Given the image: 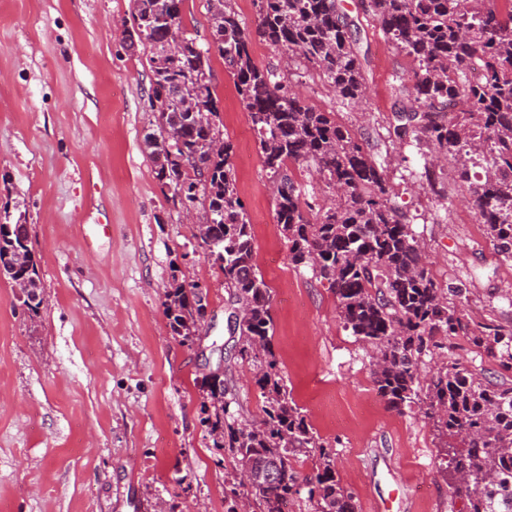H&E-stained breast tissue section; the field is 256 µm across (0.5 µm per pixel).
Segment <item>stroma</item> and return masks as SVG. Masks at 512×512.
I'll use <instances>...</instances> for the list:
<instances>
[{"instance_id": "stroma-1", "label": "stroma", "mask_w": 512, "mask_h": 512, "mask_svg": "<svg viewBox=\"0 0 512 512\" xmlns=\"http://www.w3.org/2000/svg\"><path fill=\"white\" fill-rule=\"evenodd\" d=\"M134 0H0V210L31 228L46 302L24 313L0 278V512H224L237 464L200 423L206 374L222 370L235 420H256L257 368L229 328L224 274L180 206L167 202L148 158L157 125L142 44H130ZM344 7L360 30L368 100L337 103L308 65L292 89L384 158L428 268L449 305L473 325L512 333V261L477 222L472 195L425 143L387 146L399 76L416 67L359 0ZM212 84L230 164L270 289L281 374L324 445L358 512H465L438 471L432 422L387 408L370 346L339 321L333 294L294 266L274 219L272 181L250 118L220 57ZM431 167L434 184L418 174ZM203 287L209 317L192 339L172 332V278ZM448 358L494 386L512 372L470 344Z\"/></svg>"}]
</instances>
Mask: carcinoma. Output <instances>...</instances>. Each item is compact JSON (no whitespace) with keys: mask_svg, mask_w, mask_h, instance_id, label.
I'll return each instance as SVG.
<instances>
[{"mask_svg":"<svg viewBox=\"0 0 512 512\" xmlns=\"http://www.w3.org/2000/svg\"><path fill=\"white\" fill-rule=\"evenodd\" d=\"M185 0H135L134 27L149 49L150 107L157 134L148 142L161 191L184 208L201 209L197 237L224 272L230 300L245 306L239 354L259 364L263 418L230 421L217 396L224 379H203L210 405L200 423L217 448L229 449L240 468L277 471L274 481L248 486L260 512H286L306 489L314 512H355L336 477V453L319 441L279 373L272 347L270 292L255 260L254 236L230 165L233 142L221 130L219 99L211 82L217 50L256 135L263 168L274 184L275 220L296 267H309L328 284L338 317L351 335L375 349L377 392L399 413L417 405L443 440L454 496L468 512H512V386L483 383L456 361H443L427 388L418 366L443 340L465 336L505 371H512V333L475 328L448 306L427 267L405 214L392 204L393 186L369 144L295 93L273 68L258 66L253 45L265 41L288 62L309 63L340 104L366 101L358 30L343 0H253L254 28L233 0H207L211 40L181 37L169 49L171 29H182ZM382 32L417 61L395 109L390 137L424 140L457 165L460 181L474 169V208L498 253L512 259V0L499 9L485 0H368ZM479 71L478 82L468 73ZM466 108L453 112L454 102ZM313 170L328 190L318 202L295 183L291 167ZM25 215H0V276L23 280L20 302L36 313L43 304ZM172 331L188 340L206 305L193 288L173 280L165 293ZM315 452L313 475L299 480L297 456Z\"/></svg>","mask_w":512,"mask_h":512,"instance_id":"cac0c4a2","label":"carcinoma"}]
</instances>
